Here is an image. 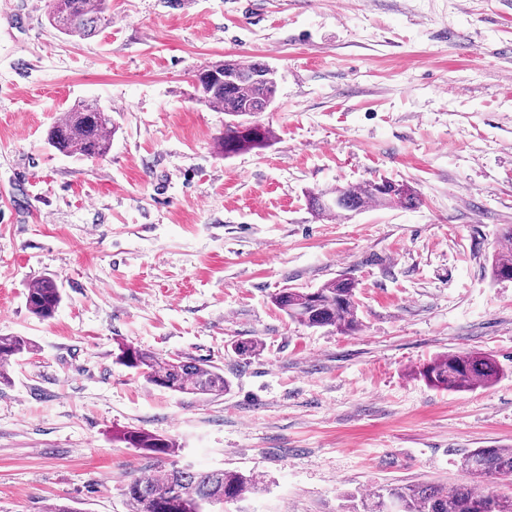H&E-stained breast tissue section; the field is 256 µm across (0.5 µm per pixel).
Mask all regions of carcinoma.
Returning a JSON list of instances; mask_svg holds the SVG:
<instances>
[{"label":"carcinoma","instance_id":"carcinoma-1","mask_svg":"<svg viewBox=\"0 0 512 512\" xmlns=\"http://www.w3.org/2000/svg\"><path fill=\"white\" fill-rule=\"evenodd\" d=\"M110 0H50L48 20L59 33L90 38L109 22ZM224 80L197 81L200 99L210 106H222L233 120L224 125L220 147L229 156L263 148L274 139L266 126L250 128L245 117L268 108L274 101L276 72L258 61L222 64ZM112 117L99 110V104L79 105L64 113L48 131L47 140L58 152L78 158H102L112 144ZM420 203L416 190L404 183L388 180L356 186H340L314 193L311 210L321 218L345 216L371 206L413 208ZM495 280H512V250L497 252L491 264ZM357 286L341 277L314 290L317 299L309 302L302 292L285 289L273 297L275 306L291 320L309 327H332L352 334L360 327ZM28 310L45 320L54 316L62 301L55 279L46 277L28 288ZM32 350L25 336H0V383L9 381V370L23 354ZM116 361L135 370L152 386L195 396H217L227 391L228 382L221 368L185 360L180 356L163 358L132 346L119 348ZM414 375L430 386L452 392L473 391L496 383L501 367L489 355L478 352L438 356L418 367ZM131 448L153 458L175 457L176 444L164 437L128 430L122 435ZM462 466L484 483L476 489L468 485L444 490L435 485H389L370 495L363 512H387L395 505L398 512H512V495L497 494L489 486L512 477L511 448H474L462 458ZM252 475L238 471L196 470L173 460L132 479L124 488L129 512H212V507L237 500L255 487Z\"/></svg>","mask_w":512,"mask_h":512}]
</instances>
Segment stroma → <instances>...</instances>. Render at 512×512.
<instances>
[{
	"instance_id": "1",
	"label": "stroma",
	"mask_w": 512,
	"mask_h": 512,
	"mask_svg": "<svg viewBox=\"0 0 512 512\" xmlns=\"http://www.w3.org/2000/svg\"><path fill=\"white\" fill-rule=\"evenodd\" d=\"M49 0H0V335L35 348L0 385V512H128L173 439L199 470L254 474L215 512H359L385 485L472 483L473 448L512 447V281L490 276L512 225V0H112L88 39ZM268 63L276 134L224 156L198 70ZM116 126L106 157L47 141L80 103ZM390 179L412 209L316 218L309 193ZM360 330L308 328L272 302L341 273ZM63 291L41 320L25 302ZM254 340L239 357L234 345ZM121 345L220 367L199 398L116 363ZM491 355L504 374L440 391L417 367ZM28 310L37 318H52L62 301V293L55 279H40L28 288L25 296ZM122 439L129 447L139 448L156 459L175 457L179 451L172 440L141 430H128Z\"/></svg>"
}]
</instances>
